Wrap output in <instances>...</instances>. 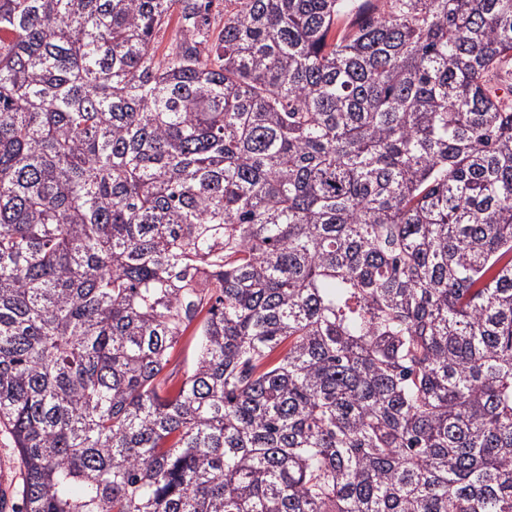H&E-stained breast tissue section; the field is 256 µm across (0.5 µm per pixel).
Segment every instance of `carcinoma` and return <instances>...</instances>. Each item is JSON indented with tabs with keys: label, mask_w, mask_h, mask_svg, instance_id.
Wrapping results in <instances>:
<instances>
[{
	"label": "carcinoma",
	"mask_w": 512,
	"mask_h": 512,
	"mask_svg": "<svg viewBox=\"0 0 512 512\" xmlns=\"http://www.w3.org/2000/svg\"><path fill=\"white\" fill-rule=\"evenodd\" d=\"M511 62L512 0H0L23 512H512Z\"/></svg>",
	"instance_id": "obj_1"
}]
</instances>
